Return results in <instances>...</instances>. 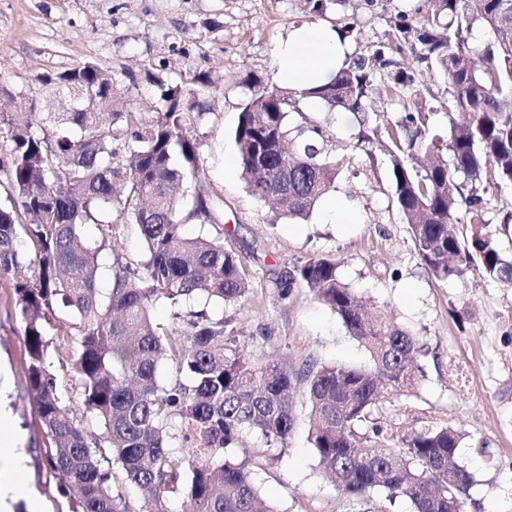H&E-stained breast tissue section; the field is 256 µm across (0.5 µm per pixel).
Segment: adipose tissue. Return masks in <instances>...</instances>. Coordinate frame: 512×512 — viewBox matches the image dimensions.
I'll return each instance as SVG.
<instances>
[{"mask_svg": "<svg viewBox=\"0 0 512 512\" xmlns=\"http://www.w3.org/2000/svg\"><path fill=\"white\" fill-rule=\"evenodd\" d=\"M349 58L346 39L333 27L312 23L295 28L276 48V78L291 90L325 85ZM26 457L17 446L7 410L0 408V512H12L21 496L19 483Z\"/></svg>", "mask_w": 512, "mask_h": 512, "instance_id": "obj_1", "label": "adipose tissue"}]
</instances>
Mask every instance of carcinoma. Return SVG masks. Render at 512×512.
Segmentation results:
<instances>
[{
	"mask_svg": "<svg viewBox=\"0 0 512 512\" xmlns=\"http://www.w3.org/2000/svg\"><path fill=\"white\" fill-rule=\"evenodd\" d=\"M476 21L497 30L478 60L466 35ZM446 86V120L436 127L413 75L396 56ZM67 94L74 110L41 120L34 112L0 115V287L14 299L27 350L26 388L45 438L47 477L60 483L72 512H167L184 495L191 512H275L261 506L251 463L233 449L244 435L266 446L288 444L295 410L289 393L307 386L309 428L322 473L360 503L379 492L413 512H463L474 484L452 426L387 430L375 409L410 396L424 377L420 339L384 309L369 310L332 256L306 260L279 285L288 298L300 284L329 307L369 356L366 366L309 361L299 370L238 351L231 321L186 303L203 297L234 305L250 291L239 256L224 234L186 237L182 226L219 221V196L207 192L201 142L193 136L210 76L153 79L155 116L104 113L108 73L92 62L37 78ZM248 93L234 132L247 191L265 194L274 220L304 221L336 188V159L323 127L303 117L298 98L329 111L362 114L357 145L388 156L395 210L416 255L439 281L476 271L512 285V200L486 218L491 187L512 184V0H420L398 13L376 48L355 54L314 90L286 92L261 80ZM402 105L380 123L367 116L372 95ZM87 224L107 232L82 240ZM136 224L144 259L133 270L120 256L118 226ZM112 254V288H98V256ZM166 300L174 324L151 315ZM64 349L71 379L49 372L50 351ZM171 378L157 379L161 363ZM144 492L135 507L123 486Z\"/></svg>",
	"mask_w": 512,
	"mask_h": 512,
	"instance_id": "1",
	"label": "carcinoma"
}]
</instances>
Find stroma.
<instances>
[{"label":"stroma","instance_id":"obj_1","mask_svg":"<svg viewBox=\"0 0 512 512\" xmlns=\"http://www.w3.org/2000/svg\"><path fill=\"white\" fill-rule=\"evenodd\" d=\"M418 0H327L324 22L355 21L351 53L381 41L398 12ZM307 0H0V110L62 112L63 95L45 92L40 75L84 62L108 71L117 110L150 119L156 106L152 77L190 79L210 74L215 91L196 133L207 182L224 200V246L236 251L250 280L235 306L210 302L213 316L232 315L237 346L290 369L306 361L367 364L368 355L340 319L307 289L280 299L279 284L293 266L333 255L340 273L366 300L426 344L424 377L413 396L375 412L381 425L421 429L454 425L464 437L460 458L475 476L466 512H512V288L470 272L442 282L415 254L399 215L389 210V162L380 151L355 146L357 120L339 112L307 113L332 138L343 166L335 195L351 204L352 224H326L320 210L308 220L274 221L241 177L224 178V155L234 131L246 79L276 84L275 47L295 27L314 23ZM14 300L0 288V403L27 457L21 479L45 512H70L71 502L46 479L44 437L24 381V338ZM296 427L284 447L249 436L238 458L249 459L263 499L279 512H360L323 476L307 441L306 387L293 391Z\"/></svg>","mask_w":512,"mask_h":512}]
</instances>
